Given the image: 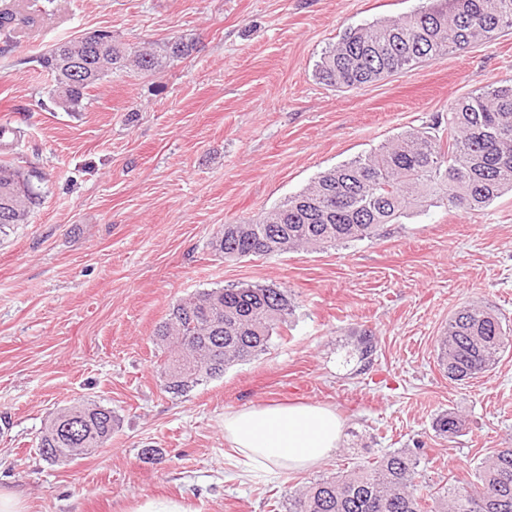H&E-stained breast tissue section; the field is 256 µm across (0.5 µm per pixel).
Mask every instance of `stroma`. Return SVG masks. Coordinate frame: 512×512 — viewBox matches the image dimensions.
<instances>
[{
    "label": "stroma",
    "mask_w": 512,
    "mask_h": 512,
    "mask_svg": "<svg viewBox=\"0 0 512 512\" xmlns=\"http://www.w3.org/2000/svg\"><path fill=\"white\" fill-rule=\"evenodd\" d=\"M427 0H0L20 23L0 50V163L30 174L41 205L0 233V489L23 512H130L145 497L187 512H283L289 491L415 449L420 493L473 482L512 448V346L488 374L450 381L437 339L478 303L512 326V193L462 214L424 207L380 236L227 261L210 242L321 172L512 83V34L353 89L315 75L347 29ZM111 31L130 44L195 42L153 74L91 88L57 109L36 64L56 43ZM241 284L290 290L268 350L183 396L160 388L155 332L176 300ZM377 351L364 361L363 332ZM112 408L119 427L85 458L48 465L37 444L57 409ZM332 407L342 441L325 464L238 477L224 413L270 402ZM454 411L453 438L433 423Z\"/></svg>",
    "instance_id": "stroma-1"
}]
</instances>
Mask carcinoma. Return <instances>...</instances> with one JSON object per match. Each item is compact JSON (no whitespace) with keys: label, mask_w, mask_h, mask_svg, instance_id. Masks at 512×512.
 Instances as JSON below:
<instances>
[{"label":"carcinoma","mask_w":512,"mask_h":512,"mask_svg":"<svg viewBox=\"0 0 512 512\" xmlns=\"http://www.w3.org/2000/svg\"><path fill=\"white\" fill-rule=\"evenodd\" d=\"M16 21V12L0 11L6 44ZM510 33L512 0H430L401 18L345 31L322 54L316 74L330 86L354 88ZM194 50V43L181 38L130 47L113 40L112 32L96 30L55 44L36 63L51 76L54 104L78 112L87 91L113 74L155 73ZM510 190L512 84L491 86L450 104L447 140L436 124L402 134L320 173L259 218L224 225L211 248L231 261L332 247L377 236L384 225L399 223L427 202L472 213ZM39 205L29 178L0 164V231L25 223ZM293 311L288 290L266 285L213 288L178 300L156 332L166 354L160 386L183 396L265 353ZM511 344L512 335L497 313L465 305L448 319L437 342L438 359L449 380L464 382L491 371ZM117 426L112 409L95 401L60 408L42 431L39 455L49 465L74 461L78 456L70 449L100 448ZM463 426L451 411L435 423L448 438ZM417 467L415 452L393 451L295 490L283 507L286 512H512V448H499L485 458L475 482L451 485L429 499L419 494Z\"/></svg>","instance_id":"1"}]
</instances>
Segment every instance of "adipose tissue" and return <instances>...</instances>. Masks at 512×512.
Listing matches in <instances>:
<instances>
[{
    "label": "adipose tissue",
    "instance_id": "ef3b65f1",
    "mask_svg": "<svg viewBox=\"0 0 512 512\" xmlns=\"http://www.w3.org/2000/svg\"><path fill=\"white\" fill-rule=\"evenodd\" d=\"M342 434V421L321 404L270 403L224 414V440L246 469L276 476L321 466Z\"/></svg>",
    "mask_w": 512,
    "mask_h": 512
}]
</instances>
